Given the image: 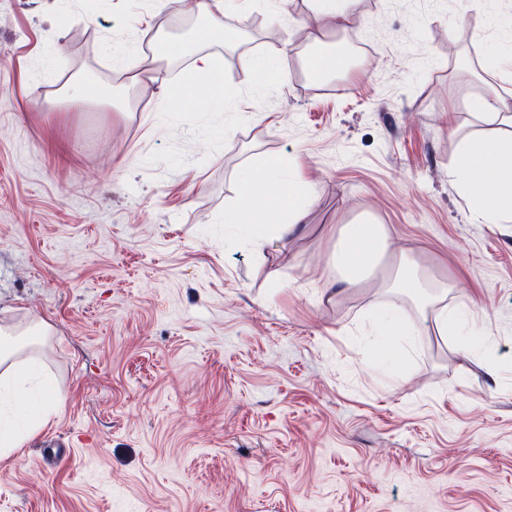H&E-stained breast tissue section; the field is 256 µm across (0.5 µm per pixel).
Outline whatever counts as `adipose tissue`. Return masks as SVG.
I'll return each instance as SVG.
<instances>
[{"label":"adipose tissue","instance_id":"ef3b65f1","mask_svg":"<svg viewBox=\"0 0 512 512\" xmlns=\"http://www.w3.org/2000/svg\"><path fill=\"white\" fill-rule=\"evenodd\" d=\"M183 9L201 17L193 35L195 43L223 39L222 18L234 9L236 0H180ZM315 22L301 29V38L312 48L304 57L307 71L331 77L344 66V60L330 47V33L346 29L349 23V0H313ZM160 57L184 55L191 58L192 79L166 85L160 71L148 72L151 82L164 87L163 100L171 112H181L194 104L201 94L214 100L223 98L224 57L219 52L187 53L182 44L166 43ZM475 120L497 125L498 135L463 138L461 150L450 166L448 175L466 200L470 218L478 224L512 223V101L497 90H489L474 104ZM292 162L285 157L265 159L249 169L239 184V191L224 209L228 224H245L256 235L275 232L280 236L293 233L304 221L314 198L313 187L291 175ZM381 280L383 285L418 299L424 291L420 266L412 251L394 246L388 225L363 219L336 229L334 250L328 262V276L323 290L362 288ZM430 319L413 321L396 306H374L373 317L388 336L386 350L396 360H406L410 337L435 332L440 336L464 337L468 350H477L481 341L472 330L469 310L460 304L436 299L431 303ZM46 330L35 325L27 335H19L8 325H0V414L13 405L26 386L43 389L47 406L45 417H53L63 406L62 398L48 377L31 371L24 358L26 348L40 343Z\"/></svg>","mask_w":512,"mask_h":512}]
</instances>
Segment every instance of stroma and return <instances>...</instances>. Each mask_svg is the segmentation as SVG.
<instances>
[{"label": "stroma", "instance_id": "1", "mask_svg": "<svg viewBox=\"0 0 512 512\" xmlns=\"http://www.w3.org/2000/svg\"><path fill=\"white\" fill-rule=\"evenodd\" d=\"M150 11L0 0V324L46 325L34 355L64 399L0 457V512H512V223H471L448 178L471 101L512 100V0H350L332 41L364 50L322 83L311 0H242L224 27L249 40L206 46L232 98L183 112L132 79L189 20ZM79 76L111 100L71 107ZM276 155L317 195L266 242L224 208ZM362 215L468 306L479 350L419 336L395 365L371 309L417 320L413 301L322 294Z\"/></svg>", "mask_w": 512, "mask_h": 512}]
</instances>
